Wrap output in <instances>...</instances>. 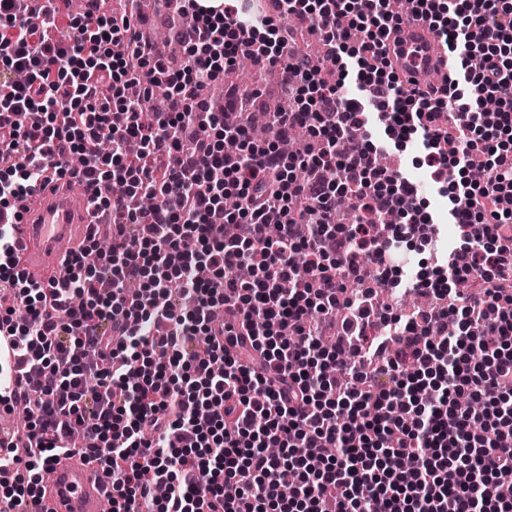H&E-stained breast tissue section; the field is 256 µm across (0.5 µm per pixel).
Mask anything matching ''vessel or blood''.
Returning a JSON list of instances; mask_svg holds the SVG:
<instances>
[{"instance_id":"obj_1","label":"vessel or blood","mask_w":512,"mask_h":512,"mask_svg":"<svg viewBox=\"0 0 512 512\" xmlns=\"http://www.w3.org/2000/svg\"><path fill=\"white\" fill-rule=\"evenodd\" d=\"M396 72L419 88L443 80L453 71V59L428 26L405 22L387 42ZM73 185L45 180L13 199V257L30 281L62 285L74 254L84 247L88 229L96 223L95 208L75 204ZM105 498L103 470L75 451H61L45 463L33 512H101Z\"/></svg>"}]
</instances>
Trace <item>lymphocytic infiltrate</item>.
Wrapping results in <instances>:
<instances>
[{
	"mask_svg": "<svg viewBox=\"0 0 512 512\" xmlns=\"http://www.w3.org/2000/svg\"><path fill=\"white\" fill-rule=\"evenodd\" d=\"M0 0V310L12 359L41 388L27 407L33 451L0 439L12 512L36 497L56 451L101 464L112 512H512V0H414L459 69L439 90L407 89L382 57L399 16L385 0H247L180 9L182 56L169 64L140 29L142 0L70 17L63 40ZM311 19L324 59L288 27ZM275 69L290 108L252 142L242 101L211 111L203 92L240 57ZM359 94L345 97L346 84ZM168 111L141 119L157 85ZM417 140L447 184L459 242L447 267L417 272L430 307L395 315L348 285L401 271L426 222L387 149ZM295 154L279 145L298 129ZM90 189L112 213L109 251L89 238L57 288L9 261L11 201L44 174ZM152 196L146 212L134 201ZM237 206L222 212L225 197ZM347 198L358 220L336 221ZM250 234L227 237L224 223ZM304 251L306 266L293 254ZM229 305L237 326L214 319ZM242 332L237 354L220 339ZM206 337L199 347L198 337ZM292 470L293 494L279 476Z\"/></svg>",
	"mask_w": 512,
	"mask_h": 512,
	"instance_id": "f902f5d3",
	"label": "lymphocytic infiltrate"
}]
</instances>
